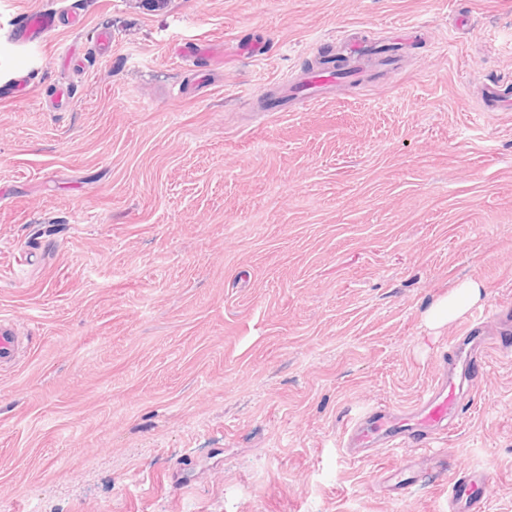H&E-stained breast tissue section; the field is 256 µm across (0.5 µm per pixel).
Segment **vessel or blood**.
<instances>
[{"label": "vessel or blood", "instance_id": "b4317fda", "mask_svg": "<svg viewBox=\"0 0 512 512\" xmlns=\"http://www.w3.org/2000/svg\"><path fill=\"white\" fill-rule=\"evenodd\" d=\"M59 23L58 12L52 10L24 12L13 19L11 39L20 46L42 44L57 32ZM336 53L347 59L345 70L334 72L328 67H319L287 82L284 96L268 101V111H284L290 100L303 106L325 99L332 85L362 73L364 63L384 67L396 64L395 54L384 46L345 36L339 37ZM511 108L512 80L500 77L484 83L483 111L504 112ZM491 344L503 355H512V337L504 335ZM491 344L470 330L450 340L453 362L448 371L438 377L433 388L418 399L409 412L401 414L389 406L377 405L356 415L345 428L349 448L364 452L373 448L418 446L433 436L447 433L458 420L461 390L470 381L479 354ZM25 346V337L19 336L10 323L1 320L0 364L11 362ZM383 476L391 480L393 490L399 492L435 480L434 475L401 463L384 469ZM487 483L485 471L470 466L459 467L449 486L448 512H484Z\"/></svg>", "mask_w": 512, "mask_h": 512}]
</instances>
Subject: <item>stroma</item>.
<instances>
[{
  "label": "stroma",
  "mask_w": 512,
  "mask_h": 512,
  "mask_svg": "<svg viewBox=\"0 0 512 512\" xmlns=\"http://www.w3.org/2000/svg\"><path fill=\"white\" fill-rule=\"evenodd\" d=\"M64 6L82 28L8 42ZM415 23L398 73L260 110L337 35ZM4 60L31 83L0 98V319L31 340L0 369V512H448L380 482L402 459L486 470L512 512V357L425 446L343 436L411 407L474 315L512 321V112L478 101L512 0H0ZM465 280L481 301L428 328ZM59 16L58 12L46 9L16 15L10 25L12 41L20 46L48 42L58 31Z\"/></svg>",
  "instance_id": "1"
}]
</instances>
